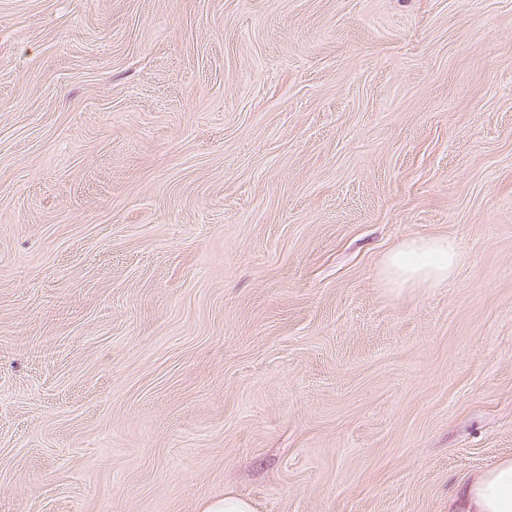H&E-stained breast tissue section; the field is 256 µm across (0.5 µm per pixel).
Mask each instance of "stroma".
<instances>
[{
    "label": "stroma",
    "mask_w": 512,
    "mask_h": 512,
    "mask_svg": "<svg viewBox=\"0 0 512 512\" xmlns=\"http://www.w3.org/2000/svg\"><path fill=\"white\" fill-rule=\"evenodd\" d=\"M511 457L512 0H0V512H453ZM460 260L457 242L446 235L404 239L386 253L378 276L385 288H436L452 278ZM201 512H253V506L246 499L227 495L204 504Z\"/></svg>",
    "instance_id": "stroma-1"
}]
</instances>
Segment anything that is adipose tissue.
I'll use <instances>...</instances> for the list:
<instances>
[{"label": "adipose tissue", "mask_w": 512, "mask_h": 512, "mask_svg": "<svg viewBox=\"0 0 512 512\" xmlns=\"http://www.w3.org/2000/svg\"><path fill=\"white\" fill-rule=\"evenodd\" d=\"M460 260L457 242L445 235L404 239L386 253L378 276L384 287L435 288L452 278ZM455 512H512V459L475 473L460 488Z\"/></svg>", "instance_id": "adipose-tissue-1"}]
</instances>
